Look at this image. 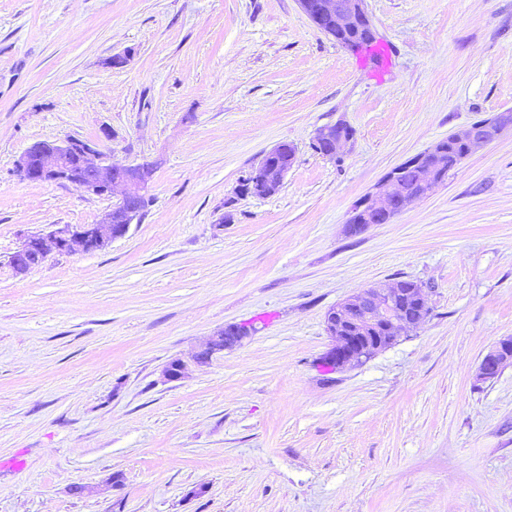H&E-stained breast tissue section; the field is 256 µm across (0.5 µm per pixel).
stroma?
Instances as JSON below:
<instances>
[{
  "instance_id": "1",
  "label": "stroma",
  "mask_w": 512,
  "mask_h": 512,
  "mask_svg": "<svg viewBox=\"0 0 512 512\" xmlns=\"http://www.w3.org/2000/svg\"><path fill=\"white\" fill-rule=\"evenodd\" d=\"M365 5L380 69L298 0H0V512H512V361L477 378L512 336V130L390 223L348 224L394 168L512 111V0ZM69 137L151 165L150 203L16 273L28 236L113 203L17 177ZM283 143L278 192L240 194ZM402 279L426 321L324 366L326 312ZM512 360V337L500 339L494 348L482 359L478 367V376L488 379L507 361Z\"/></svg>"
}]
</instances>
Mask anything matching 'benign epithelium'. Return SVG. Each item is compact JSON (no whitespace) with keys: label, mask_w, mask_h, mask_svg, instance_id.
<instances>
[{"label":"benign epithelium","mask_w":512,"mask_h":512,"mask_svg":"<svg viewBox=\"0 0 512 512\" xmlns=\"http://www.w3.org/2000/svg\"><path fill=\"white\" fill-rule=\"evenodd\" d=\"M303 12L318 28L336 40L371 26L365 0H299ZM512 129V114L502 113L491 120L457 131L449 138L465 144L464 156L487 143L506 129ZM316 140L329 143L327 156L338 153L347 136L334 127L318 130ZM434 149L430 148L413 158L421 165L420 193L410 195L399 189L396 173L389 174L364 196L361 208L365 219L373 224H388L406 206L427 196L438 183L432 166L426 161ZM276 150L272 149L251 172L248 183H260L273 194L282 185L288 168L275 164ZM19 177L31 182H68L97 196H110L116 187H122L121 198L93 224H64L46 234L29 237L22 247L13 253L12 264L17 272L27 271L28 256L36 253L44 260L55 251L80 255L107 247L123 238L131 224L139 218L138 202L146 196L150 172L145 165H125L104 158L89 142L77 138L64 142H37L31 145L16 164ZM404 296L403 289L395 285L385 291L369 288L354 294L330 309L325 316L326 329L333 346L323 362L327 365L344 366L357 364L368 350L361 347L360 328L365 324L396 320V303ZM512 360V337L500 339L482 359L478 376L492 377L507 361Z\"/></svg>","instance_id":"obj_1"}]
</instances>
